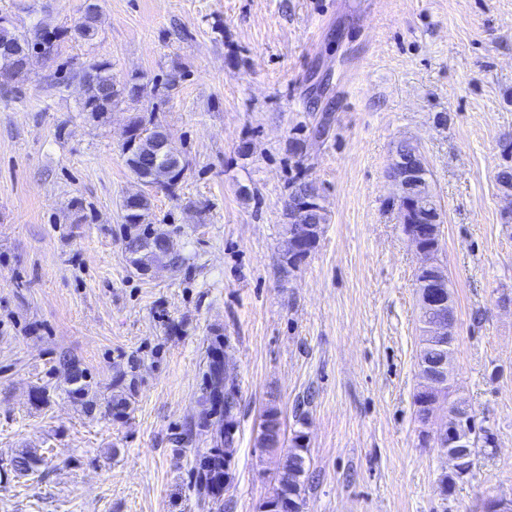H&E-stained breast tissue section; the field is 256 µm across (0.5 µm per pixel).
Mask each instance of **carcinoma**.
<instances>
[{"mask_svg": "<svg viewBox=\"0 0 512 512\" xmlns=\"http://www.w3.org/2000/svg\"><path fill=\"white\" fill-rule=\"evenodd\" d=\"M82 15L88 20L74 26L62 34L48 35L46 32L20 31L12 24H0V68L7 67L11 74V82L17 83L27 73L28 67L20 65L16 57H29L33 54H54L58 50L61 36L70 35L76 40L91 43L98 35L101 24V11L98 0H84ZM82 86L83 97L80 111L95 120L105 119L113 108L122 104L138 105L146 95L147 87L152 92L158 91V85H150V79L143 74H133L122 83L116 82L112 75V64L108 61L92 60L74 74ZM163 125L155 117V110L137 112L130 118L128 130L132 148L126 152V163L137 179L143 184H152L167 190L174 189L181 181L183 168L178 152L171 154L163 151L155 135L160 133ZM289 194H303L313 200V207L303 216L305 224H323L326 222L324 207L320 204L321 195L314 181L303 173H298L288 185ZM124 221L129 228L135 230L130 242L138 245L132 251L133 263L148 269L156 263L167 262L177 268L184 262V257L175 249L171 237L162 231L151 228L152 203L146 194L139 195L134 201H123ZM228 378L224 371V363L217 355H212L208 366V389L205 402L215 406H228L233 403L234 386L226 384ZM280 425L279 413L276 409L267 410L261 426L259 447L274 449L279 447L276 440ZM303 435L296 434L292 438V449L284 461L280 463L274 496L270 503H275L288 496L300 500L307 475V446L301 443ZM39 459L29 453L15 457L12 466L15 471L27 474L34 471Z\"/></svg>", "mask_w": 512, "mask_h": 512, "instance_id": "obj_1", "label": "carcinoma"}]
</instances>
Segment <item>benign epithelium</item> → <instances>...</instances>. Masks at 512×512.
Instances as JSON below:
<instances>
[{"label":"benign epithelium","mask_w":512,"mask_h":512,"mask_svg":"<svg viewBox=\"0 0 512 512\" xmlns=\"http://www.w3.org/2000/svg\"><path fill=\"white\" fill-rule=\"evenodd\" d=\"M429 172L425 160L415 147L408 151H395L389 166V179L396 188L397 199L419 213L423 222L408 224L399 216L403 232L420 256L416 269V294L420 310L419 324L421 349L418 366L422 379V402L425 421L438 418L437 427L430 435L436 447L443 450L455 471L471 469V453L468 437L461 427H471L470 413L460 408H444L442 394L448 388L456 342L455 301L448 288L447 268L435 257L440 246L441 217L426 202L430 191ZM309 209L307 199L292 201L288 206V217L299 224L298 232L286 243L289 254L306 249V243L320 230L301 223V215Z\"/></svg>","instance_id":"obj_1"}]
</instances>
